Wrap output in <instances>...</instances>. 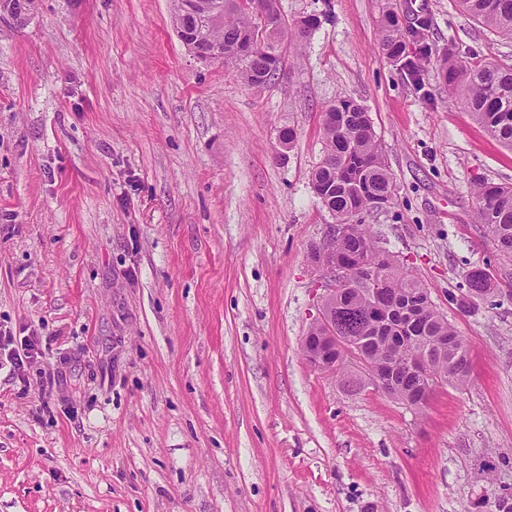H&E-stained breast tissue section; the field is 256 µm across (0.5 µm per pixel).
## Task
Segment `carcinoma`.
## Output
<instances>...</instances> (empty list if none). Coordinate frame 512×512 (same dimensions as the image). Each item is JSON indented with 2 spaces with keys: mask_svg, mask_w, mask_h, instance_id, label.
<instances>
[{
  "mask_svg": "<svg viewBox=\"0 0 512 512\" xmlns=\"http://www.w3.org/2000/svg\"><path fill=\"white\" fill-rule=\"evenodd\" d=\"M185 0H175L176 20L196 33L199 48L207 53L228 54L250 34L252 16L232 6V0H196L185 12ZM460 8L489 31L512 39V0H457ZM315 20L304 18L285 23L272 43L257 50L237 69L247 84L260 87L269 83L281 60L279 43L289 34L306 38ZM429 20L403 28L395 11H388L381 23V46L393 59L402 57L405 37L418 46L417 61L407 60L404 67L415 75L423 72L420 62L431 52L425 38ZM443 81L464 95L472 119L504 146L512 149V64L496 58L468 61L448 53L441 67ZM322 125L323 157L312 174V185L322 206L337 224H348L350 232L338 236L329 246L342 261L361 260L382 269L384 296L382 312L376 313L366 300L353 294L336 297L329 305L336 325L357 343L358 353L370 368L391 380L384 389L389 396L403 400L411 394L420 397L428 387L451 385L464 388L470 380V356L467 340L435 309L425 283L389 258H380L369 225L359 215L384 209L394 195V183L385 163L381 144L366 108L352 98L329 105ZM476 223L504 257H512V186L482 184L476 190ZM468 290L487 297L492 293L490 274L475 268L466 275ZM421 354L437 377L430 383L424 374L392 375L390 359L403 360ZM341 383L352 390L361 389V378L347 371L352 359L336 354Z\"/></svg>",
  "mask_w": 512,
  "mask_h": 512,
  "instance_id": "obj_1",
  "label": "carcinoma"
}]
</instances>
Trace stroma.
<instances>
[{"label":"stroma","instance_id":"obj_1","mask_svg":"<svg viewBox=\"0 0 512 512\" xmlns=\"http://www.w3.org/2000/svg\"><path fill=\"white\" fill-rule=\"evenodd\" d=\"M313 17L275 79L180 40L172 0L0 14V512H467L512 490V260L475 222L512 151L438 75L512 58L454 0H278ZM425 15L423 83L380 20ZM364 105L395 185L363 215L470 347L420 409L308 362L333 222L311 182L325 107ZM293 130L290 147L279 144ZM492 295L461 313L466 275ZM12 344V336H0V349L8 350V355L6 358L11 367L10 371L17 373L24 367L25 362L31 357L32 351L34 350V345L25 342L24 344H21V350H19L16 348H9V346ZM1 346L3 348H1Z\"/></svg>","mask_w":512,"mask_h":512}]
</instances>
